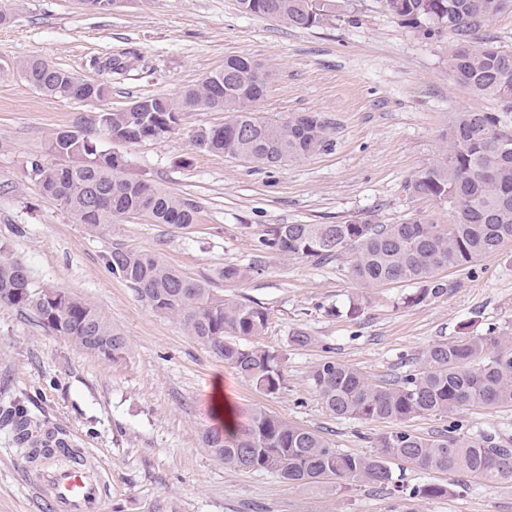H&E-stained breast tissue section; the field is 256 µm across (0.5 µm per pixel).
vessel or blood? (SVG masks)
<instances>
[{"instance_id": "1", "label": "vessel or blood", "mask_w": 512, "mask_h": 512, "mask_svg": "<svg viewBox=\"0 0 512 512\" xmlns=\"http://www.w3.org/2000/svg\"><path fill=\"white\" fill-rule=\"evenodd\" d=\"M24 481L45 512H100L102 480L94 463L31 466Z\"/></svg>"}]
</instances>
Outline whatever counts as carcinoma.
I'll list each match as a JSON object with an SVG mask.
<instances>
[{
    "label": "carcinoma",
    "instance_id": "obj_1",
    "mask_svg": "<svg viewBox=\"0 0 512 512\" xmlns=\"http://www.w3.org/2000/svg\"><path fill=\"white\" fill-rule=\"evenodd\" d=\"M246 14L268 15L293 28L310 29L343 16L346 0H238ZM391 16L423 37H448V76L477 100L491 99L498 111L465 109L453 113L438 156L412 181L415 194L448 206L453 222L414 219L377 224L360 218L346 224H274L258 241L261 251L325 260H348L353 279L366 288L398 281L421 288L405 298L419 304L447 292L437 277L442 268H459L497 255L512 243V48L486 36L491 21L512 9V0H384ZM252 59L230 56L224 71L185 88L174 99L144 100L141 112H101L98 126L112 140L133 143L144 131L162 139L176 129L178 110L187 103L219 110L229 119L194 134L197 148L260 167L324 151L329 124L318 112H297L284 122L257 116L255 103L273 78L270 68L253 73ZM10 69L40 93L75 100L76 76L41 59L14 61ZM49 153L62 162H31L28 173L45 196L91 228L111 227L112 219L133 212L153 224L183 227L195 221L196 206L113 163L99 136L54 132ZM105 263L154 311L175 319L187 335L205 346L245 379L255 391L273 395L285 387L279 351L260 342L269 322L266 309L230 296H217L180 274L155 255L112 242ZM0 306L31 313L48 332L65 336L83 351L117 361L128 353L122 333L86 301L59 290L36 289L20 260L0 254ZM314 389L332 415L397 425L381 436L376 450L355 455L332 440L265 410H251L234 430L208 428L202 443L229 468L267 471L284 482L308 486H349L368 482L404 490L395 477L396 461L432 473H455L493 484L512 479V442L490 435L469 436L454 423L425 438L403 427L423 415L452 416L469 406L512 407V342L494 330L427 346L417 367L395 380L374 384L358 370L335 360L311 375ZM22 451L43 447L44 426L25 406L0 412ZM448 487L428 483L406 492L410 499L436 498Z\"/></svg>",
    "mask_w": 512,
    "mask_h": 512
}]
</instances>
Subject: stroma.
<instances>
[{"label":"stroma","instance_id":"35a3bbf8","mask_svg":"<svg viewBox=\"0 0 512 512\" xmlns=\"http://www.w3.org/2000/svg\"><path fill=\"white\" fill-rule=\"evenodd\" d=\"M5 5L12 20L0 25V61L40 58L92 81L101 78L99 61L125 65L108 95L89 103L44 96L16 71H0V252L25 263L36 288L88 301L129 343L125 358L107 361L0 307V408L28 406L101 460L102 512H512V480L486 485L401 463L395 472L404 485L449 488L443 497L407 500L370 483L296 486L270 472L228 468L201 443L219 385L237 413L259 408L331 438L343 452L371 453L394 423L330 415L310 380L318 364L330 358L377 383L404 375L432 343L491 328L512 333V245L443 271L447 293L409 305L414 284L365 292L348 263L256 248L273 224L447 223V207L414 194L411 182L436 157L449 113L495 108L449 79L447 39L423 38L379 0H350L346 18L311 29L244 14L238 0H126L105 13L77 0ZM234 55L274 73L255 104L258 116L321 113L330 127L326 151L262 169L199 150L197 128L227 119L215 110L183 112L166 139L120 144L129 176L196 205L185 228L126 216L92 231L27 176L32 160L49 161L53 131L90 128L98 112L147 97H178ZM116 241L158 255L215 293L265 307L261 341L285 357L284 388L256 392L176 320L142 302L105 264ZM229 265L250 273L225 281ZM361 294L368 300L360 316L347 317L350 299ZM297 329L311 345L290 343ZM457 419L465 434L512 440V407L474 405ZM25 464L0 428V512H39L21 480Z\"/></svg>","mask_w":512,"mask_h":512}]
</instances>
